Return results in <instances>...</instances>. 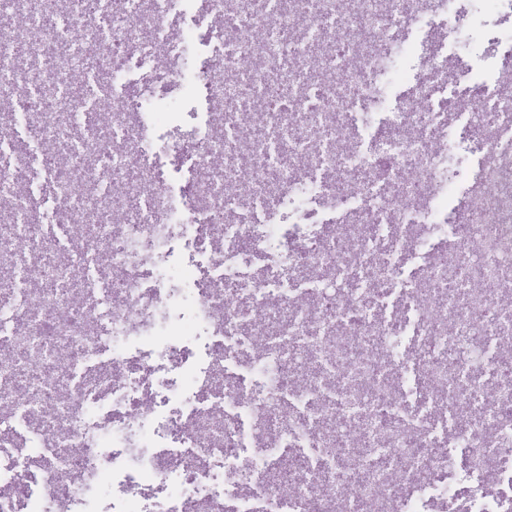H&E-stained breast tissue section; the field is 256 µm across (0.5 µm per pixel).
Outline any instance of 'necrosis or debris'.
<instances>
[{
  "mask_svg": "<svg viewBox=\"0 0 512 512\" xmlns=\"http://www.w3.org/2000/svg\"><path fill=\"white\" fill-rule=\"evenodd\" d=\"M12 4L0 512H512V96L475 161L434 73L355 121L419 33L477 51L512 0ZM146 67L212 103L203 156L173 148L197 171L177 191L148 165L178 112L129 81ZM96 102L108 120L82 129ZM54 144L58 237L18 190Z\"/></svg>",
  "mask_w": 512,
  "mask_h": 512,
  "instance_id": "necrosis-or-debris-1",
  "label": "necrosis or debris"
}]
</instances>
